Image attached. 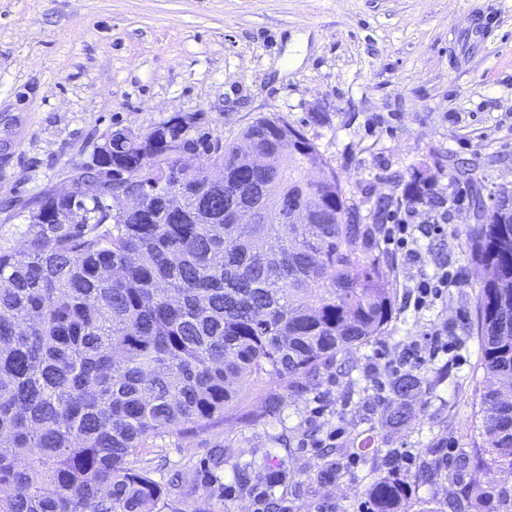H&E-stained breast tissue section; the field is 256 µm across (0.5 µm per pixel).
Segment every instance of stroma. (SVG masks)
<instances>
[{
    "instance_id": "1",
    "label": "stroma",
    "mask_w": 512,
    "mask_h": 512,
    "mask_svg": "<svg viewBox=\"0 0 512 512\" xmlns=\"http://www.w3.org/2000/svg\"><path fill=\"white\" fill-rule=\"evenodd\" d=\"M194 113L230 139L261 116L302 130L348 194L390 198V223L411 236L405 250L380 243L395 269L393 316L348 372L334 365L313 392L282 391L280 414L264 421L162 435L142 458L155 479H178L188 505L268 450L288 470L315 472L323 441L337 449L336 477L305 485L290 512H316L325 499L363 512L367 488L391 467L415 472L434 461L437 442L451 456L466 447L486 387L483 270L469 261L448 163L470 162L486 188L512 189V0H0V248L27 238L43 193L72 190L106 133ZM424 164L446 203L414 211L401 203V178ZM442 271L453 282L417 307L421 274ZM432 329L443 346L420 343ZM405 363L445 376L410 398L412 419L392 428L381 420L388 374ZM367 431L379 455L359 454ZM279 433L287 448L272 443ZM217 449L224 467L212 471Z\"/></svg>"
}]
</instances>
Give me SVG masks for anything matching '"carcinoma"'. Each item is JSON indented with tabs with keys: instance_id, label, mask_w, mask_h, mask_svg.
<instances>
[{
	"instance_id": "1",
	"label": "carcinoma",
	"mask_w": 512,
	"mask_h": 512,
	"mask_svg": "<svg viewBox=\"0 0 512 512\" xmlns=\"http://www.w3.org/2000/svg\"><path fill=\"white\" fill-rule=\"evenodd\" d=\"M266 175L243 168L240 150L273 152ZM252 190L277 179L283 197L319 199L314 223L226 224L236 201L207 181L201 155ZM98 167L106 196L137 194L138 209L112 213L103 198L42 196L37 231L0 250V512H211L209 491L177 507L170 488L138 463L165 433L204 432L275 416L286 389L316 385L321 369L366 346L392 319V264L375 255L390 200L369 214L346 192L305 134L259 117L233 140L197 115H175L145 133L105 136ZM328 167L329 178L306 172ZM466 247L484 278L476 295L481 397L470 448L447 464L448 512H512V197L495 221L470 227ZM426 378L390 379L385 421L411 418L407 400ZM321 448L316 480L336 475ZM261 486L248 463L232 491L258 512H288V473ZM496 471L479 482L473 471ZM442 463L367 490L369 512H408L409 481L430 482Z\"/></svg>"
}]
</instances>
